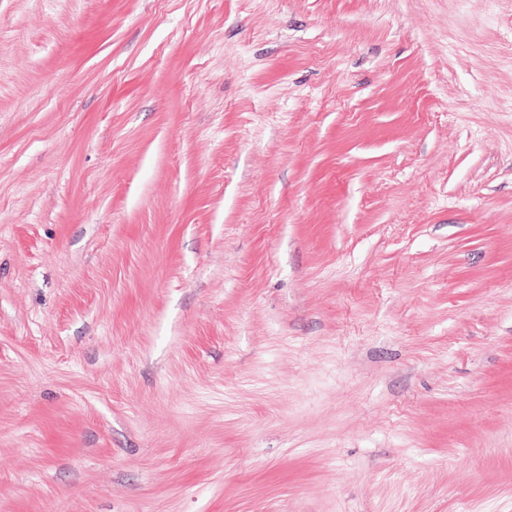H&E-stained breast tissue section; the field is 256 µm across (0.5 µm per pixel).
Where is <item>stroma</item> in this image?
<instances>
[{
    "label": "stroma",
    "mask_w": 512,
    "mask_h": 512,
    "mask_svg": "<svg viewBox=\"0 0 512 512\" xmlns=\"http://www.w3.org/2000/svg\"><path fill=\"white\" fill-rule=\"evenodd\" d=\"M0 512H512V0H0Z\"/></svg>",
    "instance_id": "obj_1"
}]
</instances>
